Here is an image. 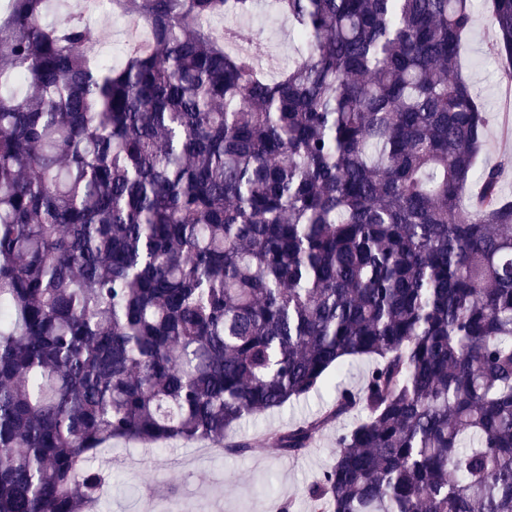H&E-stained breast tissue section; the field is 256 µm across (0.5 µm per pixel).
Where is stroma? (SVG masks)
I'll return each instance as SVG.
<instances>
[{
    "instance_id": "1",
    "label": "stroma",
    "mask_w": 512,
    "mask_h": 512,
    "mask_svg": "<svg viewBox=\"0 0 512 512\" xmlns=\"http://www.w3.org/2000/svg\"><path fill=\"white\" fill-rule=\"evenodd\" d=\"M262 12L255 7L240 20L241 33L271 50L277 63H285L297 49L288 22L276 13L268 25H260ZM495 39L489 7L481 5L463 40L460 64L487 110V149L481 156L485 165L512 158V138L502 131L512 117V86L491 51ZM335 395L334 389H324L244 419L230 433L231 439L256 442V449L244 456L211 454L194 442L158 446L114 441L107 451L112 461L109 481L96 512H155L169 502L187 512H281L288 502L294 505L292 512H310L307 489L332 462L335 428L324 430L314 447L298 458L283 454L266 436L321 412Z\"/></svg>"
}]
</instances>
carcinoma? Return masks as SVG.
Listing matches in <instances>:
<instances>
[{"mask_svg":"<svg viewBox=\"0 0 512 512\" xmlns=\"http://www.w3.org/2000/svg\"><path fill=\"white\" fill-rule=\"evenodd\" d=\"M255 0H112L119 67L79 15L0 20V512H86L114 440H206L373 360L329 424L312 512H512V201L460 68L474 0H272L275 77L210 23ZM512 79V0H491ZM469 205H463L465 194Z\"/></svg>","mask_w":512,"mask_h":512,"instance_id":"carcinoma-1","label":"carcinoma"}]
</instances>
